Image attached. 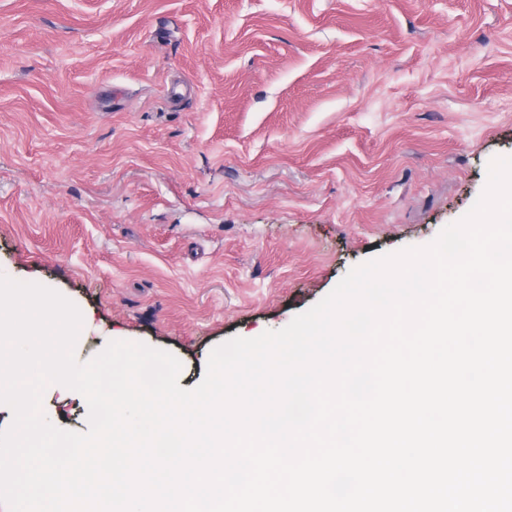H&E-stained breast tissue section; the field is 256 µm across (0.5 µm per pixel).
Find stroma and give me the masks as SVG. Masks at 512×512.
<instances>
[{"label": "stroma", "instance_id": "35a3bbf8", "mask_svg": "<svg viewBox=\"0 0 512 512\" xmlns=\"http://www.w3.org/2000/svg\"><path fill=\"white\" fill-rule=\"evenodd\" d=\"M512 156V0H0V276L173 354L431 243ZM83 432L78 392L42 403Z\"/></svg>", "mask_w": 512, "mask_h": 512}]
</instances>
